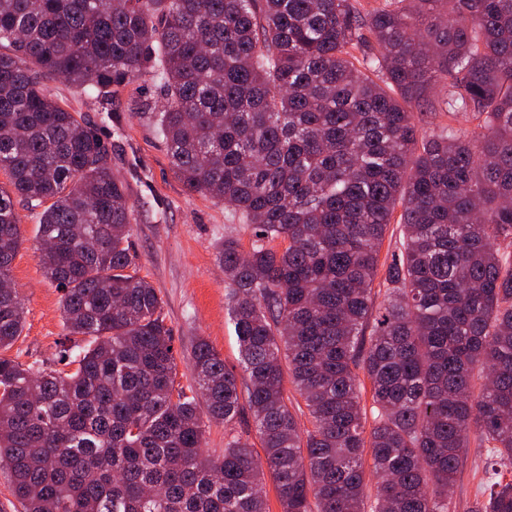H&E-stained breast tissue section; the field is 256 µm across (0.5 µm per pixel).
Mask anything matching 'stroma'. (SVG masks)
<instances>
[{
	"mask_svg": "<svg viewBox=\"0 0 512 512\" xmlns=\"http://www.w3.org/2000/svg\"><path fill=\"white\" fill-rule=\"evenodd\" d=\"M53 93L72 110L85 116L109 147L115 175L129 186L132 207V248L138 256L139 274L164 300L165 322L172 330L177 380L195 386L192 350L205 338L221 355L227 369L246 381L240 349L228 320L224 272L216 256L225 235H236L250 246L252 231L239 215L223 203L188 192L174 176L164 142L156 133L150 113H132L129 97L117 103L113 126L102 123L95 101L62 84ZM24 243L11 269L14 287L24 308V329L9 351L10 357L57 370L59 344L67 335L60 311L61 293L38 263L36 220L25 206H17ZM486 451L470 446L457 474L451 512H473L482 498L481 478Z\"/></svg>",
	"mask_w": 512,
	"mask_h": 512,
	"instance_id": "1",
	"label": "stroma"
}]
</instances>
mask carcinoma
Returning a JSON list of instances; mask_svg holds the SVG:
<instances>
[{
    "instance_id": "obj_1",
    "label": "carcinoma",
    "mask_w": 512,
    "mask_h": 512,
    "mask_svg": "<svg viewBox=\"0 0 512 512\" xmlns=\"http://www.w3.org/2000/svg\"><path fill=\"white\" fill-rule=\"evenodd\" d=\"M400 2L364 19L351 0H0V351L24 328L16 198L48 239L38 262L69 335L88 338L75 356L61 345L66 374L0 354V466L24 512H268L267 472L282 512H365L371 485L374 512H448L473 441L491 459L478 512H512V0ZM372 43L379 83L350 53ZM148 71L176 178L254 234L247 250L218 247L249 386L200 338L203 405L175 388L128 184L47 85L93 96L110 120ZM438 105L484 131L422 134L412 108ZM245 405L262 463L235 434ZM211 422L224 424L216 457ZM401 242L400 227L398 224H390L379 250V264L381 266L383 263L390 262L394 254L399 253Z\"/></svg>"
}]
</instances>
